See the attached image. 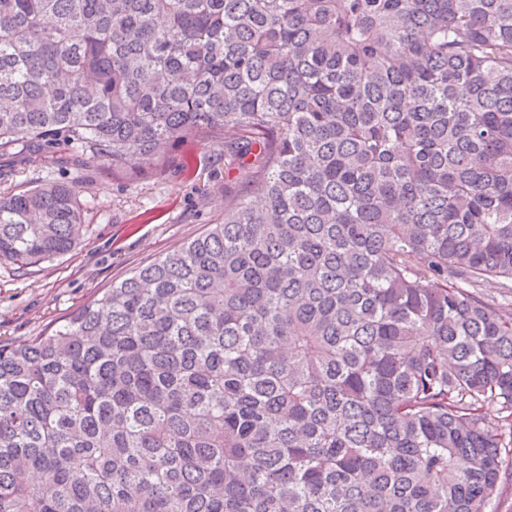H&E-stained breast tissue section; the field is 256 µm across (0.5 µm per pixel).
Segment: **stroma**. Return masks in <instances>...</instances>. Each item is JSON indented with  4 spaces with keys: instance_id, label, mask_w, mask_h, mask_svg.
Masks as SVG:
<instances>
[{
    "instance_id": "1",
    "label": "stroma",
    "mask_w": 512,
    "mask_h": 512,
    "mask_svg": "<svg viewBox=\"0 0 512 512\" xmlns=\"http://www.w3.org/2000/svg\"><path fill=\"white\" fill-rule=\"evenodd\" d=\"M256 163L199 142L182 145L164 171L148 175L52 165L37 155L1 159V193L49 179L77 182L85 229L76 248L53 261L23 270L0 261V343L53 334L76 308L204 232Z\"/></svg>"
}]
</instances>
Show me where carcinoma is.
I'll use <instances>...</instances> for the list:
<instances>
[{
  "mask_svg": "<svg viewBox=\"0 0 512 512\" xmlns=\"http://www.w3.org/2000/svg\"><path fill=\"white\" fill-rule=\"evenodd\" d=\"M189 140L258 159L224 218L0 344V512H487L512 0H0V157ZM80 196L0 195V260L74 249Z\"/></svg>",
  "mask_w": 512,
  "mask_h": 512,
  "instance_id": "carcinoma-1",
  "label": "carcinoma"
}]
</instances>
